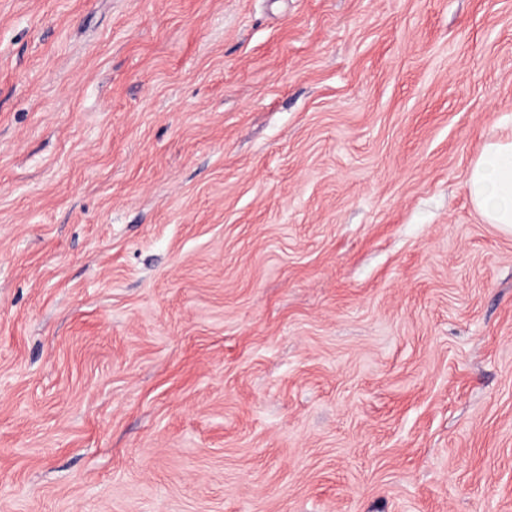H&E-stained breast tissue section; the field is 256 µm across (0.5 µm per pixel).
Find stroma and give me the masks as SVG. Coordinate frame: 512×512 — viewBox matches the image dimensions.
<instances>
[{
    "label": "stroma",
    "instance_id": "obj_1",
    "mask_svg": "<svg viewBox=\"0 0 512 512\" xmlns=\"http://www.w3.org/2000/svg\"><path fill=\"white\" fill-rule=\"evenodd\" d=\"M512 0H0V512H512ZM475 208L489 224L512 228V139L488 143L466 182Z\"/></svg>",
    "mask_w": 512,
    "mask_h": 512
}]
</instances>
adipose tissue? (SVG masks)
<instances>
[{
    "mask_svg": "<svg viewBox=\"0 0 512 512\" xmlns=\"http://www.w3.org/2000/svg\"><path fill=\"white\" fill-rule=\"evenodd\" d=\"M468 195L485 221L512 228V139L488 143L471 168Z\"/></svg>",
    "mask_w": 512,
    "mask_h": 512,
    "instance_id": "1",
    "label": "adipose tissue"
}]
</instances>
